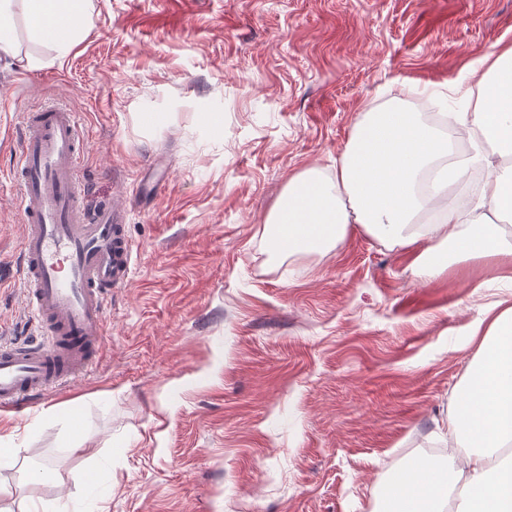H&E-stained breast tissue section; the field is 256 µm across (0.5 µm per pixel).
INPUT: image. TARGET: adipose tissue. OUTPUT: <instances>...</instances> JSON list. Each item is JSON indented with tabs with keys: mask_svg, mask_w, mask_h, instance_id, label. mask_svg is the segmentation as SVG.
<instances>
[{
	"mask_svg": "<svg viewBox=\"0 0 512 512\" xmlns=\"http://www.w3.org/2000/svg\"><path fill=\"white\" fill-rule=\"evenodd\" d=\"M35 34L56 60H65L92 23V0H23ZM470 77L480 97L473 111L442 114L437 125L421 114L390 106L355 123L334 171L316 168L291 179L266 220L269 232L288 227L287 254L323 251L342 242L350 225L391 247L421 245L412 266L434 276L447 269L443 247L471 257L504 256V282L512 284V231L495 221L512 214V168L496 161L512 156V46L491 47ZM464 130L472 150L451 171L486 172L468 212L444 208L441 222L411 228L413 216L433 197L419 194L421 173L448 154L449 135ZM469 384L458 396L439 439L463 446V458L422 456L387 478L385 512H512V304L487 305Z\"/></svg>",
	"mask_w": 512,
	"mask_h": 512,
	"instance_id": "obj_1",
	"label": "adipose tissue"
}]
</instances>
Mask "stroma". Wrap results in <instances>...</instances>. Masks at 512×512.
<instances>
[{"mask_svg": "<svg viewBox=\"0 0 512 512\" xmlns=\"http://www.w3.org/2000/svg\"><path fill=\"white\" fill-rule=\"evenodd\" d=\"M63 63L33 38L0 60V263L21 238L13 160L23 100L67 105L88 138L93 204H127L131 273L106 300L92 372L19 412L0 512H381L385 480L423 455L466 386L469 334L495 257L449 252L433 278L408 249L350 227L279 256L265 221L290 178L329 171L361 113L425 100L473 109L468 71L512 45V0H93ZM37 327L0 281V342ZM82 441L85 452L72 451ZM49 479H42L43 471Z\"/></svg>", "mask_w": 512, "mask_h": 512, "instance_id": "1", "label": "stroma"}]
</instances>
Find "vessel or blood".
Returning a JSON list of instances; mask_svg holds the SVG:
<instances>
[{
  "label": "vessel or blood",
  "mask_w": 512,
  "mask_h": 512,
  "mask_svg": "<svg viewBox=\"0 0 512 512\" xmlns=\"http://www.w3.org/2000/svg\"><path fill=\"white\" fill-rule=\"evenodd\" d=\"M21 120L13 162L24 214L19 277L40 339L0 343L1 410L22 409L92 369L106 335V295L127 278L131 259L121 202L88 204L77 113L49 106Z\"/></svg>",
  "instance_id": "vessel-or-blood-1"
}]
</instances>
